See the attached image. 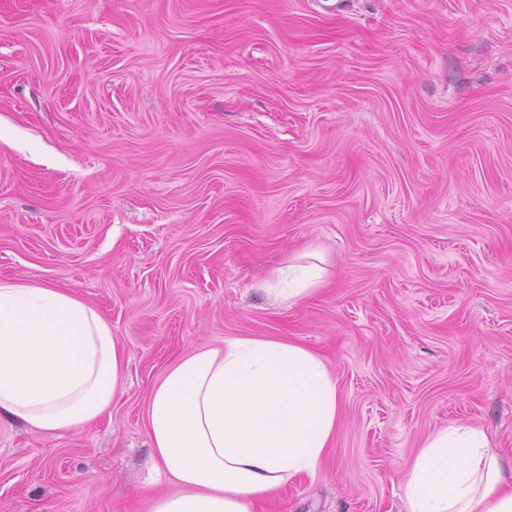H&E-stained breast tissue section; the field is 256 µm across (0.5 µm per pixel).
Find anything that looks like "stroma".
I'll use <instances>...</instances> for the list:
<instances>
[{"label":"stroma","mask_w":512,"mask_h":512,"mask_svg":"<svg viewBox=\"0 0 512 512\" xmlns=\"http://www.w3.org/2000/svg\"><path fill=\"white\" fill-rule=\"evenodd\" d=\"M325 284L264 292L292 254ZM0 279L110 322L99 423L0 421V512H149L179 356L287 338L334 374L315 474L251 512H407L430 432L512 471V0H0Z\"/></svg>","instance_id":"35a3bbf8"}]
</instances>
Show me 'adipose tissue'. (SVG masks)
Instances as JSON below:
<instances>
[{"instance_id":"adipose-tissue-1","label":"adipose tissue","mask_w":512,"mask_h":512,"mask_svg":"<svg viewBox=\"0 0 512 512\" xmlns=\"http://www.w3.org/2000/svg\"><path fill=\"white\" fill-rule=\"evenodd\" d=\"M325 273L294 259L271 273L269 291L296 302ZM124 376L125 351L98 309L65 288L0 280V419L47 434L87 427ZM339 420L335 377L292 340L228 338L179 358L147 404L152 461L172 487L151 512H250L317 471ZM402 486L408 512H512V476L476 425L432 432Z\"/></svg>"}]
</instances>
